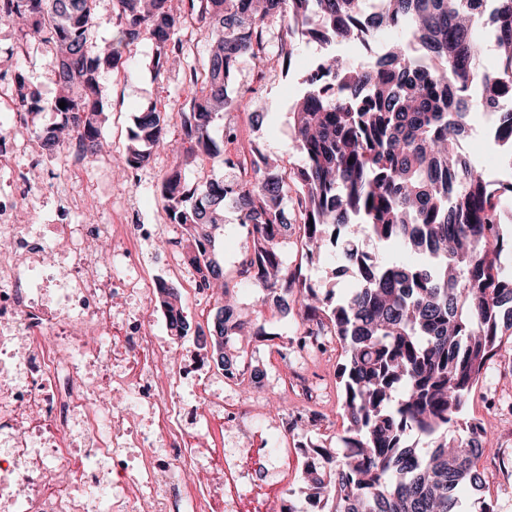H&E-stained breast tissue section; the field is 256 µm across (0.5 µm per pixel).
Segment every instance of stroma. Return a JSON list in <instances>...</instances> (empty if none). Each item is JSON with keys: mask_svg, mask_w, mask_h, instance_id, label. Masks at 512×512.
Returning <instances> with one entry per match:
<instances>
[{"mask_svg": "<svg viewBox=\"0 0 512 512\" xmlns=\"http://www.w3.org/2000/svg\"><path fill=\"white\" fill-rule=\"evenodd\" d=\"M281 34L279 23H268L264 66H255L252 59L247 57L240 61L232 82L233 102L225 108L217 124L218 131L230 130L234 133L233 138L224 143L226 150L244 159L249 157L251 145L255 142L271 156H284L294 162L300 159L291 138L289 112L303 94V80L316 64L322 49L314 43L301 45L291 66L283 67L279 57ZM16 41L14 27L0 23V70L22 72L39 90L42 108L29 118L28 123L37 130L48 128L59 121L52 108L57 94L53 57L44 45L37 42L30 43L24 54H14ZM154 54L152 39L142 37L132 47L123 71L103 72L100 86L106 116L103 135L107 153L104 159L87 163L85 175L69 184L68 195L73 199H96L111 224L118 226L133 219L141 224L161 225L163 232L168 233L173 226L164 211L158 186L172 167L173 156L167 152L155 155L149 166L140 169L139 178L134 182L116 174V163L127 149L128 133L136 113L151 105L166 108L169 131L177 133L180 127L178 109L191 94L181 70L156 74ZM250 245L251 240L246 229L239 224L235 211H226L218 258L226 280L234 288L238 306L249 311H260L263 319L273 320L280 333L291 335L299 320L297 308H290L285 314L272 312L269 307L262 305L259 289L238 285V262ZM135 251L141 257L138 268L118 263L114 266L117 275L125 276L135 271L148 278L161 277L181 292L183 313L189 325L187 336L180 341L170 339L162 322L153 325L155 334L162 338L160 352L165 362H174L179 344L201 343L198 331L205 326L219 299L215 296L205 302L198 299L180 260L157 250L155 245L144 242L136 245ZM283 261L288 269H302L315 287L341 294L354 285L350 278L335 276L336 263L332 259L323 258L313 264H302L297 247H288ZM245 348L263 370L265 382L242 388L241 393L262 406L263 412L256 425V433L252 436L237 434L234 424H226L223 439L215 443L217 450L262 447L269 427L276 425L280 418L279 412L269 408L268 402L276 396L282 377L288 374L309 377L314 386L321 390L322 399L317 410L323 415L316 427L300 425L289 432V447L299 448L310 441L321 442L343 431L346 423L336 386V366L341 355L338 341H325L323 351L311 355L258 340L246 341ZM502 351V356L492 361L486 381L471 394L463 415L468 419L480 420L486 428L491 442L482 465L490 475L488 493L498 512H512V472H501L495 468L503 457L512 458V343H506Z\"/></svg>", "mask_w": 512, "mask_h": 512, "instance_id": "1", "label": "stroma"}]
</instances>
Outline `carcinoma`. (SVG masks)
Segmentation results:
<instances>
[{"label": "carcinoma", "instance_id": "1", "mask_svg": "<svg viewBox=\"0 0 512 512\" xmlns=\"http://www.w3.org/2000/svg\"><path fill=\"white\" fill-rule=\"evenodd\" d=\"M112 41H92L100 0H0V21L16 26L24 44L37 39L55 58L58 93L52 103L63 120L32 130L64 161L101 152L105 122L102 72L125 67L130 47L149 35L156 73L185 58L178 31L187 23L208 33L204 64L189 68L193 89L179 108L184 153L158 191L171 223L183 231V261L205 287L224 278L216 259L224 210L239 213L251 251L241 262L244 283L263 291L262 304L292 298L299 306L306 345L325 331L344 353L338 377L348 426L343 448L312 443L304 470L310 503L332 502L330 512H497L480 491L489 483L480 463L487 430L462 418L472 391L503 338L512 339V253L499 224L512 205V183L487 186L462 161L458 138L475 109L493 108L512 93V0H384L368 12L364 0H109ZM490 15L498 69L472 68L482 36L476 17ZM288 20L281 53L290 67L297 41L362 44L393 28L429 55L417 57L395 42L383 57L356 69L323 56L308 74L292 110L291 131L300 163H275L259 145L245 167L215 136L217 119L231 104V78L246 56L265 59L266 21ZM483 86L472 97L470 86ZM27 110L41 108L38 91L16 76ZM64 107H59L60 102ZM495 139L512 164V112L496 114ZM122 172L148 165L155 152L173 151L166 113L151 106L135 117ZM251 173L224 181L187 170L206 165ZM299 186V222H288L289 184ZM311 263L337 255L358 287L342 296L320 294L302 274L283 271L288 234ZM366 234L379 245L370 254L354 241ZM405 248L401 262L385 253ZM224 285V304L207 320L222 339L217 363L237 382L258 366L238 345L246 337L282 338L267 320L243 316ZM156 300L178 335L185 331L179 290L159 283Z\"/></svg>", "mask_w": 512, "mask_h": 512}]
</instances>
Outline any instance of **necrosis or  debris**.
<instances>
[{"label":"necrosis or debris","instance_id":"obj_1","mask_svg":"<svg viewBox=\"0 0 512 512\" xmlns=\"http://www.w3.org/2000/svg\"><path fill=\"white\" fill-rule=\"evenodd\" d=\"M29 180L0 187V512H237L242 491L270 481L266 449L214 460V426H253L256 408L205 387L206 355L164 370L142 302L156 285L115 278L89 243L152 241L74 224L58 207L16 216Z\"/></svg>","mask_w":512,"mask_h":512}]
</instances>
